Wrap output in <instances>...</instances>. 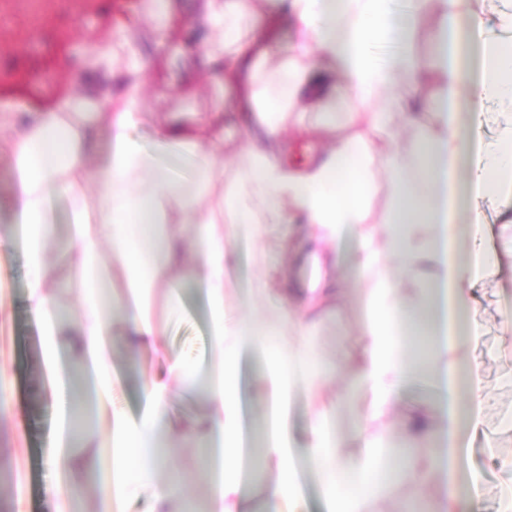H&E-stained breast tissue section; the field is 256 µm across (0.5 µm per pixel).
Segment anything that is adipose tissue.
Listing matches in <instances>:
<instances>
[{"mask_svg":"<svg viewBox=\"0 0 512 512\" xmlns=\"http://www.w3.org/2000/svg\"><path fill=\"white\" fill-rule=\"evenodd\" d=\"M489 2L411 0L408 9L397 10L392 0H276L275 12L262 18L257 0H195L189 9L166 0L156 25L158 48L180 37L184 27L200 29L207 60L224 61L223 68L207 72L208 81L237 90L239 109L259 129L239 154V185L215 207L208 196L224 170L218 159L223 126L209 121L159 131L158 145L171 162L185 153L194 165L192 181L172 179L168 164L131 136L143 119V78L153 61L129 42L107 39L93 48L106 62L109 88L101 95L86 94L79 74L75 91L49 110L21 105L0 111V155L10 165L17 230L31 273L28 301L43 322L42 363L52 374L49 396L58 411L54 470L87 475L98 467L92 440H75L66 400L71 385L56 374L61 359L74 357L91 381L94 413L111 452L110 478L100 488L104 497L126 504L148 488L153 512H173L182 487L159 480L158 472L175 463L180 445L201 443L207 455L220 459L211 470L206 512H244L239 380L245 359L261 352L270 408V431L258 451L266 476L262 509L287 512L301 491L289 413L300 388L330 375L310 355L307 339L332 294L324 288L302 293L303 313H284L286 329L272 343L263 316H230L224 281L229 244L241 231L259 238L267 225L300 221L315 225L317 242L352 241L354 265L373 282L340 357L350 371L347 389L366 405L344 432L336 430L329 412H316L304 445L320 469L329 512H369L370 501L400 476L423 492L442 482L437 512L479 504L486 493L483 479L462 460L465 439L484 428L487 404L480 367L464 356L479 336L465 314L471 277L482 272L488 255L466 247L486 237L467 205L480 195L512 193V113L495 153L486 152L476 130L482 100H512V47L485 30ZM432 10L442 23L433 55L423 59L414 36ZM285 13L295 38L283 51L274 32ZM376 43L397 50L379 63L370 52ZM280 52L284 61L270 68L269 59ZM432 73L440 83L435 123L418 128L411 148L398 149L388 141L394 118L413 121L418 89ZM340 85L348 110L318 163L299 171L266 150V142L285 131L304 132L292 114L329 109ZM102 132L108 147L100 156L95 145ZM377 157L392 198L381 220L390 244L386 252L376 247L367 223ZM53 196L65 198L79 218L67 244L74 296L68 306L47 248V202ZM186 222L194 226L189 240L177 230ZM395 254L404 258L398 273L390 265ZM182 270L202 295L219 357L217 370L206 374L207 405L189 423L171 419L172 378L179 369L174 361L162 371H142L143 410L131 417L113 401L112 341L120 339L135 354H164L166 329L153 306L166 278ZM407 294L422 315L454 316L453 331L415 338L404 318ZM418 361L447 391L448 406L410 429L412 436L432 438V445L389 466L383 455L395 427L387 417Z\"/></svg>","mask_w":512,"mask_h":512,"instance_id":"1","label":"adipose tissue"}]
</instances>
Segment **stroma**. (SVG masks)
<instances>
[{
    "mask_svg": "<svg viewBox=\"0 0 512 512\" xmlns=\"http://www.w3.org/2000/svg\"><path fill=\"white\" fill-rule=\"evenodd\" d=\"M102 2L51 0L48 8L34 20L28 13L26 0H0V53L27 63L23 69L0 71V88L28 83V69L39 68L44 77L42 82L32 84L29 101L49 106L69 93L74 76L56 48L80 27L99 38L109 36L110 27L100 21ZM140 15L142 21L131 31L130 38L142 54L152 56L154 68L144 81L145 117L133 130L132 137L143 150L154 152L158 149L157 128L172 122L189 127L209 118L218 92L212 86L195 90L199 72L195 58L179 44L157 52L154 44L157 13L147 7L141 9ZM327 114H304L303 122L314 127V134L286 137L282 157L288 165L303 167L319 160L326 144L319 130L328 125ZM249 134L237 113L225 112L224 173L211 189L212 202H219L225 190L236 182L237 154ZM504 204L501 196H481L471 201L472 211L493 228L497 251L496 259L488 262L482 278L472 284L474 304L469 311V319L478 326L480 337L468 357L479 364L488 397L485 431L471 442L466 454L467 461L480 471L487 488L479 512H498L497 491L504 478L499 458L512 452V431L500 424L501 414L512 408V386L502 381V365L512 359V347L503 342L504 336L512 334V267L505 262L508 251L512 250V229L502 226ZM48 210L61 296L68 301L72 295L66 279L63 248L76 217L67 201L60 197L50 198ZM13 221L11 172L7 160L0 157V358L14 376L11 411L0 414V471L13 468L18 471L16 481H0V512H53V498L47 487L49 482L61 480L49 464L57 417L46 396L48 378L42 368L38 325L26 299L29 273L22 247L10 232ZM310 230L307 224L281 225L263 242L246 237L235 239L231 247L237 261L228 272L226 289L233 302L250 295V304L241 310L243 316L257 313L273 319L279 314L281 289L302 290L315 280L322 284L340 283L346 290L345 296L320 318L312 338L314 354L332 362L339 358L344 339L356 324L367 283L351 266L349 244H331L314 250L309 242ZM262 284L267 290L261 294L257 288ZM167 288L168 295L156 302L155 314L166 325L168 357L181 360L197 373L208 370L215 355L205 305L187 277L173 276ZM263 366L264 356L257 353L245 361L242 369L243 424L255 441L260 438L268 409L254 381ZM438 398V392L423 377L413 376L394 416L404 421L428 415ZM360 404V398L344 393L339 380L300 391L290 414L295 448L303 446L306 414L310 409H333L351 416ZM21 438L26 441V452L22 465L17 467L13 464V449ZM175 466L184 484L186 502L196 504L209 489L205 454L192 446L184 448ZM439 495V488L434 487L423 500H412L410 486L401 479L373 499L369 508L371 512H434Z\"/></svg>",
    "mask_w": 512,
    "mask_h": 512,
    "instance_id": "1",
    "label": "stroma"
}]
</instances>
